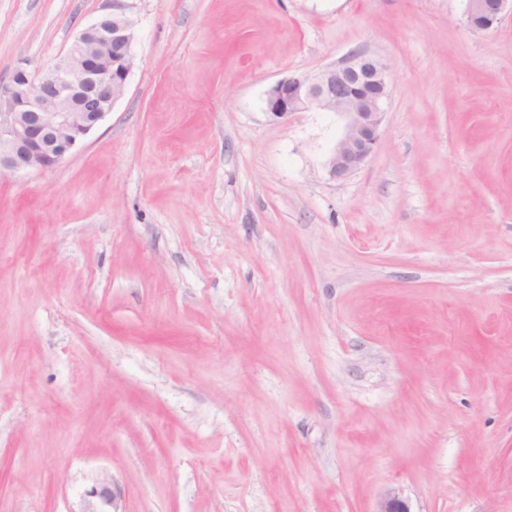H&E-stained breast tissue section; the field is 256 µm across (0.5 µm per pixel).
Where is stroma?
<instances>
[{
    "mask_svg": "<svg viewBox=\"0 0 512 512\" xmlns=\"http://www.w3.org/2000/svg\"><path fill=\"white\" fill-rule=\"evenodd\" d=\"M125 95L0 178V512H512V14L127 0ZM112 0H0V79ZM363 50L378 147L269 87ZM90 497L95 498L88 505V510L85 512H117L116 510H106V507L114 509V502L116 495L112 489V483L107 479H102L98 485L90 492Z\"/></svg>",
    "mask_w": 512,
    "mask_h": 512,
    "instance_id": "35a3bbf8",
    "label": "stroma"
}]
</instances>
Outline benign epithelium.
<instances>
[{"label":"benign epithelium","mask_w":512,"mask_h":512,"mask_svg":"<svg viewBox=\"0 0 512 512\" xmlns=\"http://www.w3.org/2000/svg\"><path fill=\"white\" fill-rule=\"evenodd\" d=\"M512 12V0H467L468 24L494 27ZM135 31L125 0H112L72 41L55 65L43 72L17 67L0 81V177L43 172L58 166L93 133L125 95L135 64ZM388 67L366 51L351 52L339 64L303 76H284L268 89L271 118L295 112H333L343 133L329 155V176L343 180L375 152L385 119ZM86 512H108L116 495L103 479L92 489ZM376 512H410L394 490Z\"/></svg>","instance_id":"7a95c632"}]
</instances>
